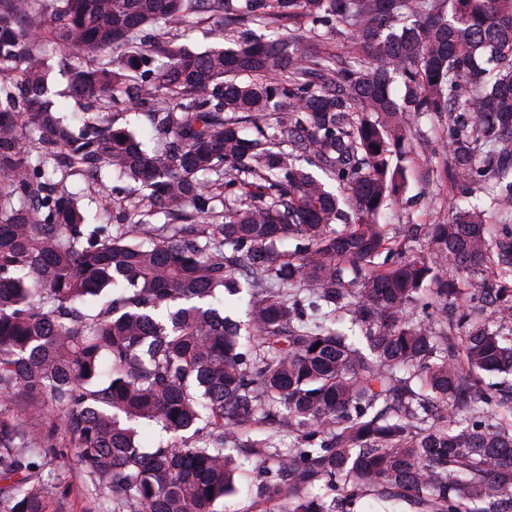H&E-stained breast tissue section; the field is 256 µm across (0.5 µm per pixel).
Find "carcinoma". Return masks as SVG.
<instances>
[{"label":"carcinoma","instance_id":"cac0c4a2","mask_svg":"<svg viewBox=\"0 0 512 512\" xmlns=\"http://www.w3.org/2000/svg\"><path fill=\"white\" fill-rule=\"evenodd\" d=\"M204 15L274 38L193 52L175 33ZM303 21L322 49L282 33ZM423 117L456 125L441 174L496 226L478 205L422 240L378 223ZM112 173L117 223L93 224L69 181ZM503 374L512 0H0V512H61L69 456L98 512H224L253 456L251 512H512ZM47 60L49 64L53 66V73L51 75V91L53 99L55 101L64 100L59 95L63 93L68 84V77L64 71H66V66L64 65V59L61 55L60 48L57 44L51 43L46 48Z\"/></svg>","mask_w":512,"mask_h":512}]
</instances>
